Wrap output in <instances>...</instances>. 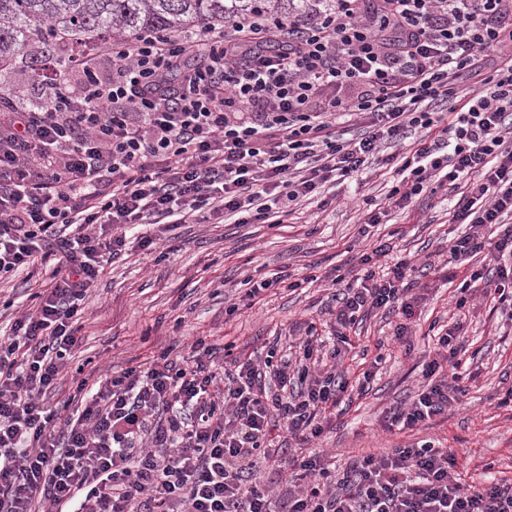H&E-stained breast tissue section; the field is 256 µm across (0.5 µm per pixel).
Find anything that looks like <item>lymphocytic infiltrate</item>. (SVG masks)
<instances>
[{
  "instance_id": "1",
  "label": "lymphocytic infiltrate",
  "mask_w": 512,
  "mask_h": 512,
  "mask_svg": "<svg viewBox=\"0 0 512 512\" xmlns=\"http://www.w3.org/2000/svg\"><path fill=\"white\" fill-rule=\"evenodd\" d=\"M335 2L286 20L259 11L190 40L116 37L109 75L75 57L78 86L56 70L49 93L0 105V273L54 263L36 307L0 340V512H512V479L462 482L429 441L341 471L275 442L279 430L300 444L324 433L359 314L395 311L396 340L410 333L422 296L406 260L337 294L331 343L302 337L277 362L233 354L220 374L202 351L185 365L163 352L78 382L74 418L42 399L78 341L88 290L126 249L124 226L203 212L284 224L298 201L412 131L367 224L422 193L459 192L451 221L467 231L448 261L486 253L494 278L477 270L462 287L512 306V0ZM488 50L501 53L493 73L463 88ZM444 98L453 109L433 111ZM355 118L364 133L337 134ZM461 328L439 327L415 399L387 427L418 429L459 402Z\"/></svg>"
}]
</instances>
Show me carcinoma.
Instances as JSON below:
<instances>
[{
    "mask_svg": "<svg viewBox=\"0 0 512 512\" xmlns=\"http://www.w3.org/2000/svg\"><path fill=\"white\" fill-rule=\"evenodd\" d=\"M259 9L282 17L306 10V0H0V72L27 52L33 42L41 53L30 56L40 71L56 48L105 44L117 33L189 36L201 25L221 24Z\"/></svg>",
    "mask_w": 512,
    "mask_h": 512,
    "instance_id": "carcinoma-1",
    "label": "carcinoma"
}]
</instances>
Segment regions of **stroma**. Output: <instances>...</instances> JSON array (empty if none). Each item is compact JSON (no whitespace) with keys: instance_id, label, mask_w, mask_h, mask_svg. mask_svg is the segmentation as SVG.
Instances as JSON below:
<instances>
[{"instance_id":"35a3bbf8","label":"stroma","mask_w":512,"mask_h":512,"mask_svg":"<svg viewBox=\"0 0 512 512\" xmlns=\"http://www.w3.org/2000/svg\"><path fill=\"white\" fill-rule=\"evenodd\" d=\"M397 151L394 145L383 148L381 161L355 179L326 184L303 204L299 224H181L169 231L160 224L139 227L138 235L155 238L153 250L130 244L87 293L81 341L47 394L48 404L62 407L81 379L94 381L138 365L150 351L171 344L176 356L185 358L196 340H205L217 349L213 369L218 372L224 345H232L237 355L263 357L272 349L285 352L307 326L327 334L334 275L353 282L361 274L356 256L390 232L414 265L413 279L427 287L410 342L404 345L393 337L401 316L380 312L364 318L342 349V369L349 381H356L379 354V372L365 394L345 393L329 427L309 449L334 453L341 469L361 455L431 440L454 452V473L465 482L480 481L489 463L493 476L512 478V407L499 403L512 387V335H501V312L479 296H468L464 308L455 305L454 284L482 264L478 257L457 266L444 263V248L463 231L449 221L456 193L423 194L406 210H391L388 223L362 226L367 201H381L392 185L384 159ZM50 273L49 267L39 266L0 277V338L11 336L16 318L34 307L33 295L48 283ZM284 273L294 287L280 282ZM250 278L272 282L253 306L246 298ZM437 318L463 325L465 394L413 434L387 431L388 411L412 400L418 390L424 358L434 347L429 326Z\"/></svg>"}]
</instances>
